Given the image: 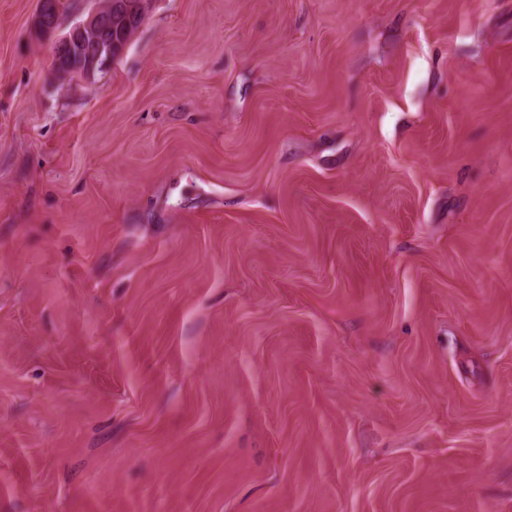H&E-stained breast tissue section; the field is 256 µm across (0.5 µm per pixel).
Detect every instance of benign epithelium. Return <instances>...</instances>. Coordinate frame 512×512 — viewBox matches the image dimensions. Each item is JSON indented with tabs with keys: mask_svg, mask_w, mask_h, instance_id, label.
Masks as SVG:
<instances>
[{
	"mask_svg": "<svg viewBox=\"0 0 512 512\" xmlns=\"http://www.w3.org/2000/svg\"><path fill=\"white\" fill-rule=\"evenodd\" d=\"M145 2L146 0H140L133 5L128 0H108L105 10L91 12L84 19L74 23L69 32L53 44L52 66L61 69L66 66L67 60L80 52L92 60L89 70H94L98 65L103 69L107 68L112 63L114 55L124 50L123 45L108 37V32L112 30V7L124 9L129 21L132 22L135 11L144 6ZM53 12L50 0H39L34 28L45 34L55 32L56 25L50 24Z\"/></svg>",
	"mask_w": 512,
	"mask_h": 512,
	"instance_id": "benign-epithelium-1",
	"label": "benign epithelium"
}]
</instances>
